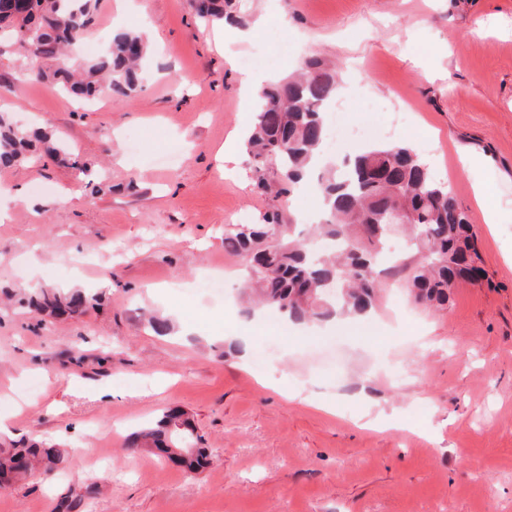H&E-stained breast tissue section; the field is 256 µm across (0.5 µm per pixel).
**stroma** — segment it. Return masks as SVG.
I'll return each instance as SVG.
<instances>
[{
  "instance_id": "35a3bbf8",
  "label": "stroma",
  "mask_w": 512,
  "mask_h": 512,
  "mask_svg": "<svg viewBox=\"0 0 512 512\" xmlns=\"http://www.w3.org/2000/svg\"><path fill=\"white\" fill-rule=\"evenodd\" d=\"M243 12L288 43L256 36L229 63L191 0L123 12L100 0L85 44L145 25L153 41L141 90L92 102L26 79L32 60L0 50V112L77 159L0 168L12 188L0 201V445L46 441L82 458L0 489V512H53L89 485L85 512H512V0H243ZM312 53L336 64L349 122L367 129L357 141L337 131L336 154L408 144L450 183L489 282L432 313L386 279L372 313L340 328L268 313L244 363L228 342L245 317L238 288L220 301L194 288L218 266L243 274L225 225L319 203L301 189L258 194L254 159L238 171L216 154L255 121L248 73L285 78ZM473 155L476 176L462 167ZM31 286L98 302L77 320L50 316L24 304ZM152 314L172 332L156 335ZM170 407L212 448L204 470L127 447ZM367 408L408 426L364 427Z\"/></svg>"
}]
</instances>
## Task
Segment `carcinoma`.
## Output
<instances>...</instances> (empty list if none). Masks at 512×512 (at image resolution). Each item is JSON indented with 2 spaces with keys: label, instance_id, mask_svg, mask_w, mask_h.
I'll return each instance as SVG.
<instances>
[{
  "label": "carcinoma",
  "instance_id": "obj_1",
  "mask_svg": "<svg viewBox=\"0 0 512 512\" xmlns=\"http://www.w3.org/2000/svg\"><path fill=\"white\" fill-rule=\"evenodd\" d=\"M27 13L0 9L6 30L28 57L49 60V69L29 74L61 92L92 100L102 92L128 96L141 88L140 65L149 52L141 31L115 35L105 50L79 65L64 63L66 50L96 20L99 0H27ZM233 0H195L199 20H232ZM338 99L336 71L318 57L305 62L293 79L265 86L259 95L256 123L246 140L255 160H275L284 184L298 183L326 138V107ZM55 157L64 152L51 135L27 130L0 114V167L25 162L35 143ZM325 203L318 224L285 223L282 212H265L255 224L224 225V248L242 258L248 270L243 289L246 313L263 307L295 323L322 324L338 315L360 317L375 306L380 267L390 264L393 278L412 300L443 309L455 288L485 277L468 214L448 183L406 144L391 142L325 167L318 175ZM403 210L405 223H386L389 209ZM404 234L412 254L388 261L387 240ZM40 308L82 316L89 297L80 292L40 290L26 299ZM130 445L164 457L187 471L208 464L193 420L179 408L132 433ZM68 467L67 453L53 444L32 441L0 448V488L39 466ZM85 494L68 492L54 512H82Z\"/></svg>",
  "mask_w": 512,
  "mask_h": 512
}]
</instances>
